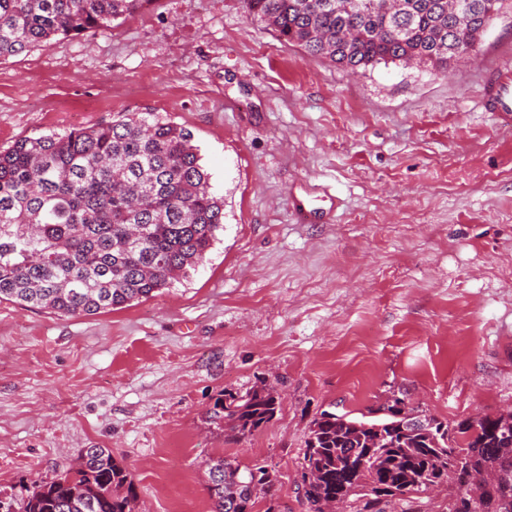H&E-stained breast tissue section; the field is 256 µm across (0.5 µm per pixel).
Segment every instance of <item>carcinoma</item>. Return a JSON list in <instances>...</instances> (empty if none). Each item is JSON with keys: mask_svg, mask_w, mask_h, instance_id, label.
<instances>
[{"mask_svg": "<svg viewBox=\"0 0 512 512\" xmlns=\"http://www.w3.org/2000/svg\"><path fill=\"white\" fill-rule=\"evenodd\" d=\"M155 0H0V58L56 37L104 33ZM244 0L255 21L313 57L351 70L400 61L446 69L476 51L503 0ZM224 229V199L211 191L193 134L152 112L92 127L24 137L0 151V299L60 315H95L147 299L189 276ZM279 395L224 392L212 423L237 436L275 415ZM422 420V429L404 423ZM300 489L307 512L336 500L350 512H382L433 486L458 512L459 483L492 474L481 512H512V412L449 424L401 399L359 418L324 410L310 426ZM211 512H253L271 474L222 456L206 461ZM130 473L107 448H86L80 467L36 485L20 512H135Z\"/></svg>", "mask_w": 512, "mask_h": 512, "instance_id": "obj_1", "label": "carcinoma"}]
</instances>
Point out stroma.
<instances>
[{
  "label": "stroma",
  "instance_id": "35a3bbf8",
  "mask_svg": "<svg viewBox=\"0 0 512 512\" xmlns=\"http://www.w3.org/2000/svg\"><path fill=\"white\" fill-rule=\"evenodd\" d=\"M507 61L512 0L445 70L350 71L243 0H153L0 59V150L152 112L192 131L224 200L204 261L151 298L91 316L0 300V499L21 506L106 448L136 512H210L214 456L273 471L254 512H306L324 409L512 412V124L480 106ZM261 384L280 396L263 428L231 439L207 422L221 392Z\"/></svg>",
  "mask_w": 512,
  "mask_h": 512
}]
</instances>
